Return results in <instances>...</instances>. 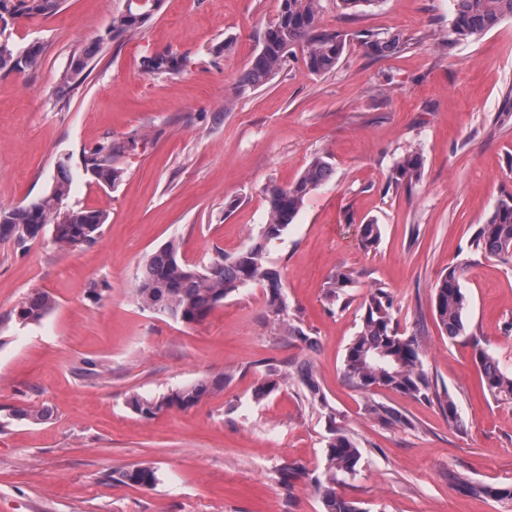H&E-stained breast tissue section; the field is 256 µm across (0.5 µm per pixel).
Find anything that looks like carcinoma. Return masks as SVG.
<instances>
[{
  "label": "carcinoma",
  "mask_w": 512,
  "mask_h": 512,
  "mask_svg": "<svg viewBox=\"0 0 512 512\" xmlns=\"http://www.w3.org/2000/svg\"><path fill=\"white\" fill-rule=\"evenodd\" d=\"M275 24L264 33L262 44L242 75L245 86L260 87L269 83L288 60L293 48L304 51L307 69L316 74L333 70L345 48V34L320 25L321 0H279ZM350 14L363 13L379 0H340ZM455 14L451 33L456 38L477 39L495 28L504 18H512V0H453ZM159 0H143L128 5L126 11L112 18L106 35L91 47L72 57L61 73L60 87L65 92L78 89L86 79L90 60L117 39L137 33L152 17ZM63 0H0V25L3 29L16 19L31 16H53ZM366 53L371 56L397 54L406 49L407 41L399 33L365 31L358 34ZM40 48L30 45L18 49L10 43L0 49V74L22 73L33 68L39 60ZM144 70L153 75L173 74L183 66V59L169 53L156 54L143 62ZM123 146L110 141L93 147L85 156L86 173L100 186L112 187L122 177L115 165ZM57 178L51 191L28 204L0 207V240H35L49 232L53 243L61 249L77 248L96 243L106 217L103 213L74 208L67 203L70 194V175L66 162L56 164ZM423 159L409 152L398 159L389 176L395 187L410 186L421 178ZM333 175L327 157L311 159L301 176L287 186L272 184L266 188L269 209L266 223L252 243L234 256L217 255L199 267L178 258V247L170 241L148 260L135 289L136 298L145 309L161 308L166 316L183 324L201 321L209 311L240 287L249 283L260 285L266 294L269 312L280 317L287 306L283 294L281 272L269 260V244L279 239L293 223L307 196ZM363 247H374L381 238L380 225L372 220L359 225ZM469 248L484 257L512 259V194L495 205L485 223L479 225ZM464 267L450 266L441 274L433 288L434 313L437 323L455 339L466 332L463 313L467 297L460 279ZM354 287V279L341 268L328 277L326 298L333 305ZM55 306L47 293L35 292L18 310L23 323H37ZM393 299L381 286L372 288L364 300L359 330L348 347L343 362V376L354 388L365 393L385 388L406 396L437 402L448 417V424L459 429L464 426L458 406L446 390H439L423 368L422 349L415 336L399 333L393 315ZM475 361L480 368L484 389L495 400H512V373L503 370L499 361L487 350H476ZM297 376L305 388V398L320 408L328 420L329 436L324 448L326 468L322 477L315 478L323 512H363L358 502L336 492V483L355 475L361 460L358 443L347 429L336 422V410L330 405L313 370L300 365ZM228 377L201 379L177 387L158 397L134 394L127 399L129 408L143 418H151L164 410H186L205 396L224 387ZM369 414L385 425L409 426L411 422L399 411L376 401L368 405ZM108 479L115 484L151 490L159 482L158 470L148 465H131L112 471ZM473 494L497 500H512V488H494L460 480Z\"/></svg>",
  "instance_id": "obj_1"
}]
</instances>
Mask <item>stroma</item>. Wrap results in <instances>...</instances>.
Returning a JSON list of instances; mask_svg holds the SVG:
<instances>
[{
  "mask_svg": "<svg viewBox=\"0 0 512 512\" xmlns=\"http://www.w3.org/2000/svg\"><path fill=\"white\" fill-rule=\"evenodd\" d=\"M278 2L160 0L142 31L110 42L68 95L61 71L128 0H65L56 15L13 25L17 47L39 45L41 56L36 68L0 75V207L48 193L64 158L69 205L107 220L98 242L68 251L47 235L0 241V512H322L313 480L325 470L327 422L304 396L302 362L360 447L339 491L364 512H512V501L456 483L512 487V402L484 391L474 363L480 346L512 368V262L469 250L512 193V19L456 40L453 0H380L360 16L322 0L323 27L397 31L406 49L373 57L353 40L331 72L311 73L296 53L269 83L242 86ZM162 52L182 58L179 73L144 71V57ZM105 140L125 147L111 188L84 169ZM410 151L422 155L420 180L390 186ZM324 153L333 177L269 246L284 317L315 348L289 344L254 283L191 325L136 302L141 272L164 244L199 266L219 251L236 255L266 221L265 187L292 183ZM368 220L381 239L367 249L358 226ZM456 264L467 334L451 340L433 287ZM339 267L355 284L331 305L327 280ZM375 284L390 292L400 331L421 338L424 369L454 398L463 428L436 402L344 380L345 349ZM37 291L56 305L22 324L18 309ZM271 373L279 389L256 399ZM221 376L223 390L187 410L145 419L126 404ZM374 401L412 427L380 423L366 410ZM33 408L47 419H15ZM287 462L304 468L288 488L278 473ZM133 464L157 468L155 489L105 482Z\"/></svg>",
  "mask_w": 512,
  "mask_h": 512,
  "instance_id": "1",
  "label": "stroma"
}]
</instances>
